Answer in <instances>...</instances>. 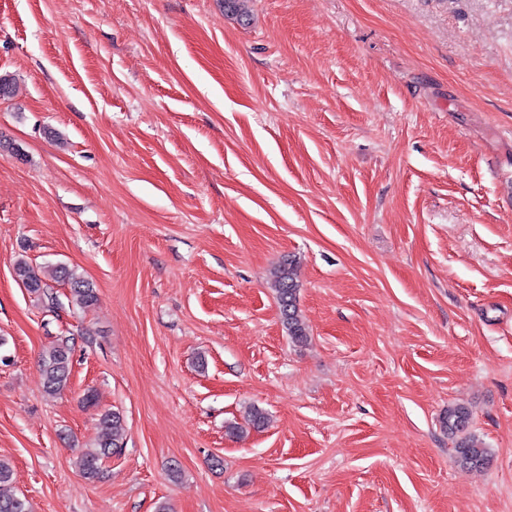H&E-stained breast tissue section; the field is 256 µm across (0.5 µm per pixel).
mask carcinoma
<instances>
[{"mask_svg":"<svg viewBox=\"0 0 512 512\" xmlns=\"http://www.w3.org/2000/svg\"><path fill=\"white\" fill-rule=\"evenodd\" d=\"M13 272L16 280L35 295L49 296V282L68 285V303L87 309L97 302L96 290L91 282L65 264H52L38 269L24 259L15 262ZM271 287L274 288L281 318L288 336L296 344L308 341V328L298 308L299 284L291 264L284 263L275 269ZM72 345L63 340L40 357L39 367L44 391L49 396L59 394L68 384L71 374ZM472 414L463 405L449 407L442 417V427L448 435L456 438L457 462L470 470L480 471L488 465L491 457L477 436L470 431ZM247 424L254 429L268 425V415L253 405L246 412ZM98 436L94 449L82 452L77 465L82 475L95 480L102 475L103 460L123 448L126 438L122 415L117 411L104 410L97 414ZM12 481V469L0 460V512H29L27 501L7 490Z\"/></svg>","mask_w":512,"mask_h":512,"instance_id":"cac0c4a2","label":"carcinoma"}]
</instances>
